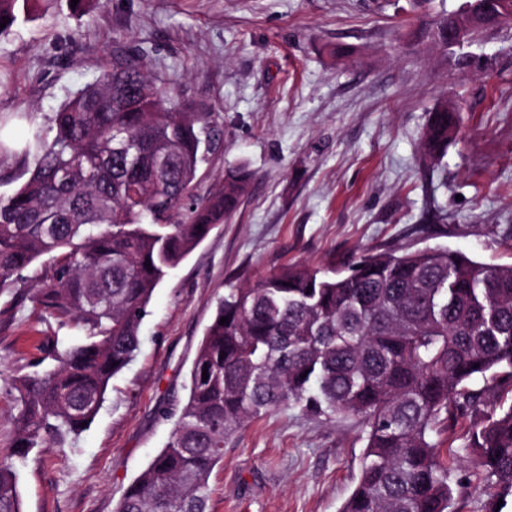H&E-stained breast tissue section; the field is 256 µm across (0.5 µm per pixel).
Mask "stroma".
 Here are the masks:
<instances>
[{
  "label": "stroma",
  "mask_w": 512,
  "mask_h": 512,
  "mask_svg": "<svg viewBox=\"0 0 512 512\" xmlns=\"http://www.w3.org/2000/svg\"><path fill=\"white\" fill-rule=\"evenodd\" d=\"M464 0H40L0 39V118L11 139L40 125L114 61L142 55L181 107L206 112L219 145L197 197L227 170L253 174L237 212L156 288L140 350L91 426L18 470L24 512H115L173 428L197 346L226 288L288 264L323 267L365 251L447 247L512 263V21L452 50L434 21ZM349 48L335 56L336 46ZM461 134L436 161L421 136L439 100ZM36 260L0 295V454L18 408L9 378L52 369L84 340L73 316L46 313ZM364 447L354 419L278 410L250 423L209 477V512H339Z\"/></svg>",
  "instance_id": "1"
}]
</instances>
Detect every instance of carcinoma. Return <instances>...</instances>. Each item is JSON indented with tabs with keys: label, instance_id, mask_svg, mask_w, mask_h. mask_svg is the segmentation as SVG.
<instances>
[{
	"label": "carcinoma",
	"instance_id": "1",
	"mask_svg": "<svg viewBox=\"0 0 512 512\" xmlns=\"http://www.w3.org/2000/svg\"><path fill=\"white\" fill-rule=\"evenodd\" d=\"M36 2L0 0V36ZM18 118L29 126L22 153L33 164L0 195V293L53 255L33 297L74 315L85 340L65 349L56 368L12 381L18 412L11 452L0 459V512H23L18 467L33 449L63 448L93 422L110 381L139 349L155 288L237 211L252 179L231 170L218 191L195 197L208 116L180 111L136 61L114 64L68 96L47 133L34 114ZM459 133V113L437 102L424 156H442ZM279 409L359 423V474L339 512H454L445 445L457 440L484 474V512L505 508L512 265L407 248L365 252L338 268L290 265L226 289L168 441L116 512H206L224 446Z\"/></svg>",
	"mask_w": 512,
	"mask_h": 512
}]
</instances>
